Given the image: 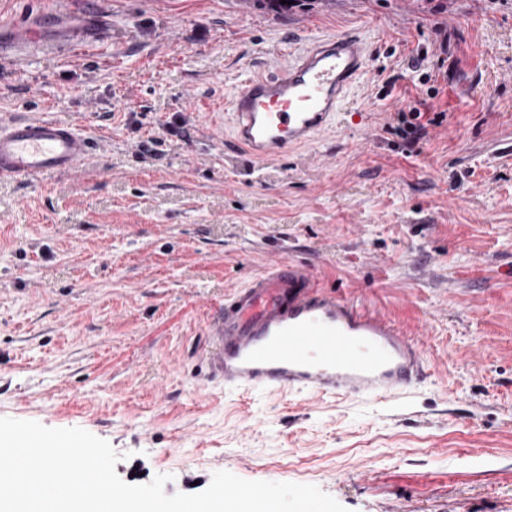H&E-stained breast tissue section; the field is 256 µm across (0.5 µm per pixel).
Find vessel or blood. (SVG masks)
<instances>
[{"label":"vessel or blood","instance_id":"b4317fda","mask_svg":"<svg viewBox=\"0 0 512 512\" xmlns=\"http://www.w3.org/2000/svg\"><path fill=\"white\" fill-rule=\"evenodd\" d=\"M43 46L17 24L0 41ZM355 34L312 39L274 73L246 72L211 113L215 128L231 124L226 147L265 162L311 143L331 126L367 67ZM95 140L81 125L42 115L0 119V180L35 183L80 169ZM205 364L228 389L262 388L388 402L423 379L421 343L391 319L336 297L299 261H272L224 300L207 325Z\"/></svg>","mask_w":512,"mask_h":512}]
</instances>
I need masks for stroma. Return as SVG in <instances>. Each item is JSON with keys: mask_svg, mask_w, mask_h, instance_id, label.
I'll list each match as a JSON object with an SVG mask.
<instances>
[{"mask_svg": "<svg viewBox=\"0 0 512 512\" xmlns=\"http://www.w3.org/2000/svg\"><path fill=\"white\" fill-rule=\"evenodd\" d=\"M57 4L85 9L0 0L53 44L0 64V115L99 142L78 171L0 181V418L85 429L169 495L224 470L348 512H512V0H103L77 52ZM345 33L371 70L336 127L225 153L209 112L238 75ZM418 107L412 146L390 124ZM278 258L423 342L425 380L391 407L211 382L210 315Z\"/></svg>", "mask_w": 512, "mask_h": 512, "instance_id": "35a3bbf8", "label": "stroma"}]
</instances>
